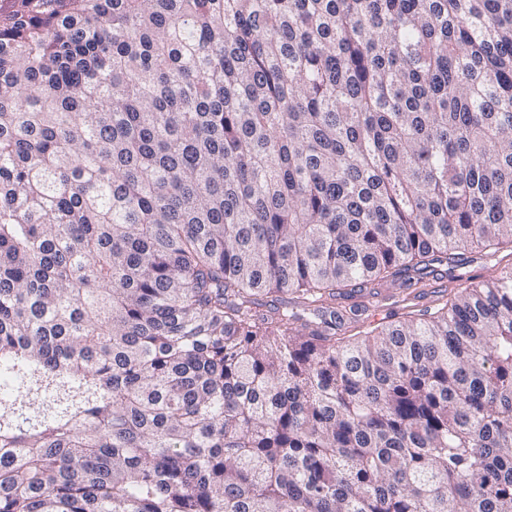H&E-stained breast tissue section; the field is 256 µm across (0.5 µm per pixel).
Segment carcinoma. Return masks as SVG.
I'll list each match as a JSON object with an SVG mask.
<instances>
[{
  "label": "carcinoma",
  "mask_w": 512,
  "mask_h": 512,
  "mask_svg": "<svg viewBox=\"0 0 512 512\" xmlns=\"http://www.w3.org/2000/svg\"><path fill=\"white\" fill-rule=\"evenodd\" d=\"M475 243L512 0H11L0 512H512V269L330 306ZM489 251L491 250L475 247L469 249L465 254L466 264L456 268L452 273H448L446 266L435 268L434 274L426 278V294L420 298H414L413 291L422 288L409 286L404 280L390 279L362 288V291L354 293L352 297L337 298L336 308L343 311L346 309L348 312L350 307L358 310L357 316L350 315L354 319L346 321L345 327H349L347 334L367 332L376 327L380 329L390 323L406 319L407 313L412 310L434 311L446 302L450 292L453 294L469 285L486 283L510 269V256L504 257L505 252H498L491 258L487 257ZM373 292L377 295L372 296ZM363 305L369 307L367 312L364 311Z\"/></svg>",
  "instance_id": "1"
}]
</instances>
